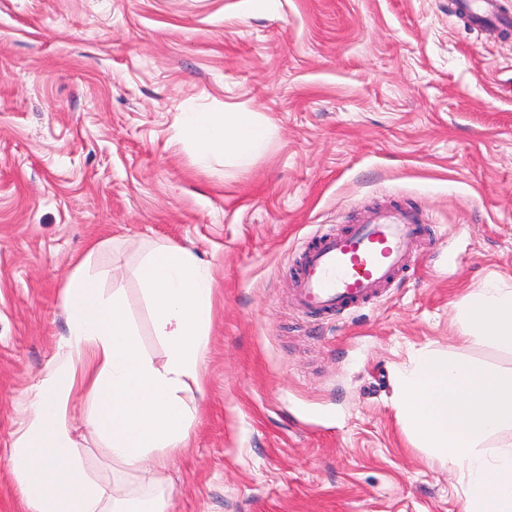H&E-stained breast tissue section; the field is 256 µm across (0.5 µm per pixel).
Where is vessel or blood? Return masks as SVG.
<instances>
[{"mask_svg": "<svg viewBox=\"0 0 512 512\" xmlns=\"http://www.w3.org/2000/svg\"><path fill=\"white\" fill-rule=\"evenodd\" d=\"M458 8L477 22L499 14L498 0H459ZM421 230L414 210L380 208L366 211L344 232L318 235L304 249L297 274L299 309L339 317L377 299L409 266Z\"/></svg>", "mask_w": 512, "mask_h": 512, "instance_id": "obj_1", "label": "vessel or blood"}]
</instances>
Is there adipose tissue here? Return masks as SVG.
<instances>
[{"instance_id":"ef3b65f1","label":"adipose tissue","mask_w":512,"mask_h":512,"mask_svg":"<svg viewBox=\"0 0 512 512\" xmlns=\"http://www.w3.org/2000/svg\"><path fill=\"white\" fill-rule=\"evenodd\" d=\"M182 134L200 158L221 152L249 165L267 148L269 129L255 113H187ZM77 262L67 278L69 330L60 357L33 388L34 416L14 448L16 479L33 512H168L164 495H111L83 468L68 418L75 383L91 401L89 421L113 458L142 477L184 448L194 410L182 394L199 383L212 320V278L190 250L168 245L145 253L138 272L155 336L165 349L156 363L139 346V331L120 291L104 293ZM470 335L512 350V285L486 280L462 309Z\"/></svg>"}]
</instances>
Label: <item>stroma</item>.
Segmentation results:
<instances>
[{
	"mask_svg": "<svg viewBox=\"0 0 512 512\" xmlns=\"http://www.w3.org/2000/svg\"><path fill=\"white\" fill-rule=\"evenodd\" d=\"M189 112H254L266 152L200 162ZM414 208L416 263L349 315L293 298L305 245L371 206ZM208 266L213 322L186 448L155 476L171 512H465L466 482L417 447L395 376L419 351L512 372L459 310L512 276V27L452 0H0V512H30L14 444L68 334L93 253L163 361L136 267ZM87 471L144 488L86 421Z\"/></svg>",
	"mask_w": 512,
	"mask_h": 512,
	"instance_id": "35a3bbf8",
	"label": "stroma"
}]
</instances>
